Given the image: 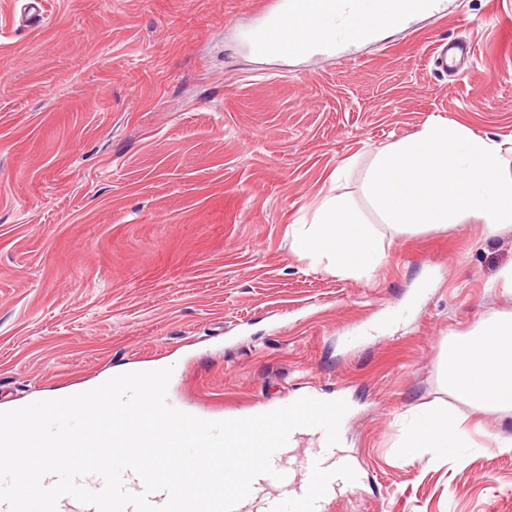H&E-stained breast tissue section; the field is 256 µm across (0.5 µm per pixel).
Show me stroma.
<instances>
[{"label": "stroma", "mask_w": 512, "mask_h": 512, "mask_svg": "<svg viewBox=\"0 0 512 512\" xmlns=\"http://www.w3.org/2000/svg\"><path fill=\"white\" fill-rule=\"evenodd\" d=\"M27 2L0 0V411L168 366L196 416L340 394L361 479L327 512H512V453L399 458L428 406L512 435L441 373L449 337L512 315L485 288L512 229L378 225L369 280L288 234L324 194L360 198L362 169L431 115L512 135V0H444L316 63L241 50L258 0H45L38 26ZM456 38L476 47L464 74L422 58Z\"/></svg>", "instance_id": "1"}]
</instances>
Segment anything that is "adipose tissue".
<instances>
[{
	"mask_svg": "<svg viewBox=\"0 0 512 512\" xmlns=\"http://www.w3.org/2000/svg\"><path fill=\"white\" fill-rule=\"evenodd\" d=\"M376 0H338L322 33H353L375 18ZM512 139L498 140L466 125L430 117L411 136L379 151L362 174L366 207L341 194H326L309 222L292 225L293 249L303 260H327L337 274L371 278L386 257L374 228L399 233L448 228L473 221L494 234L512 225ZM448 394L480 413L512 417V316L480 325L448 341L443 361ZM467 417L425 408L407 421L402 445L440 455L474 447Z\"/></svg>",
	"mask_w": 512,
	"mask_h": 512,
	"instance_id": "ef3b65f1",
	"label": "adipose tissue"
}]
</instances>
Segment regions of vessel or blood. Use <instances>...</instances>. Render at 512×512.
<instances>
[{
	"instance_id": "b4317fda",
	"label": "vessel or blood",
	"mask_w": 512,
	"mask_h": 512,
	"mask_svg": "<svg viewBox=\"0 0 512 512\" xmlns=\"http://www.w3.org/2000/svg\"><path fill=\"white\" fill-rule=\"evenodd\" d=\"M333 7L332 0H259L252 23L240 33V43L249 53L264 57L271 52L288 54L304 52L313 58L343 47L345 42L362 41V34L350 39L318 38L325 14ZM467 52L466 42L438 44L427 52L438 69H456L455 60L449 59L450 49ZM291 449L282 447L271 457L274 475H261L254 479L250 494L239 502L234 512H324L327 500L343 490H351L359 481L358 473L347 470L341 463L336 446L320 443L304 457L303 472H295L289 463Z\"/></svg>"
}]
</instances>
